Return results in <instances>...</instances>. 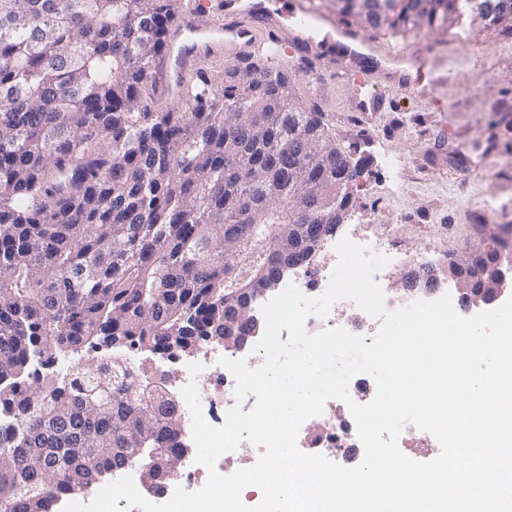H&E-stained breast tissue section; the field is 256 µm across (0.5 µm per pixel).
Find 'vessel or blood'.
Returning <instances> with one entry per match:
<instances>
[{
	"label": "vessel or blood",
	"mask_w": 512,
	"mask_h": 512,
	"mask_svg": "<svg viewBox=\"0 0 512 512\" xmlns=\"http://www.w3.org/2000/svg\"><path fill=\"white\" fill-rule=\"evenodd\" d=\"M287 16L279 0H195L175 22L153 64L151 78L159 98L174 104L185 101L191 74L246 58L256 44H279L283 33L305 42L302 28H288ZM339 35L343 57L367 59V47L358 35L345 29Z\"/></svg>",
	"instance_id": "obj_1"
}]
</instances>
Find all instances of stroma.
Instances as JSON below:
<instances>
[{"instance_id":"1","label":"stroma","mask_w":512,"mask_h":512,"mask_svg":"<svg viewBox=\"0 0 512 512\" xmlns=\"http://www.w3.org/2000/svg\"><path fill=\"white\" fill-rule=\"evenodd\" d=\"M321 54L286 40L269 63L305 55L293 72L306 104L318 105L337 139L354 146L364 175L353 195L355 213L383 226L402 260L386 270L385 286L402 293L413 258L436 264L485 247L496 236L512 250V37L481 25L397 34L364 31L380 72L339 81L330 39L343 22L323 0H292ZM381 99V112L363 115L361 101ZM404 163L395 173L391 160ZM499 205L488 215L486 204Z\"/></svg>"}]
</instances>
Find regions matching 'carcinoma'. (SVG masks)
Wrapping results in <instances>:
<instances>
[{
	"label": "carcinoma",
	"mask_w": 512,
	"mask_h": 512,
	"mask_svg": "<svg viewBox=\"0 0 512 512\" xmlns=\"http://www.w3.org/2000/svg\"><path fill=\"white\" fill-rule=\"evenodd\" d=\"M369 30H444L475 0H334ZM512 33V0H480ZM179 0H0V512H51L138 448L150 478L179 447L155 353L187 323L224 326L231 238L288 241L295 208L325 214L341 165L322 112L269 50L200 78L168 112L144 105ZM301 166L299 176L289 170ZM245 168L252 178L244 180ZM88 355L69 383L59 357Z\"/></svg>",
	"instance_id": "obj_1"
}]
</instances>
